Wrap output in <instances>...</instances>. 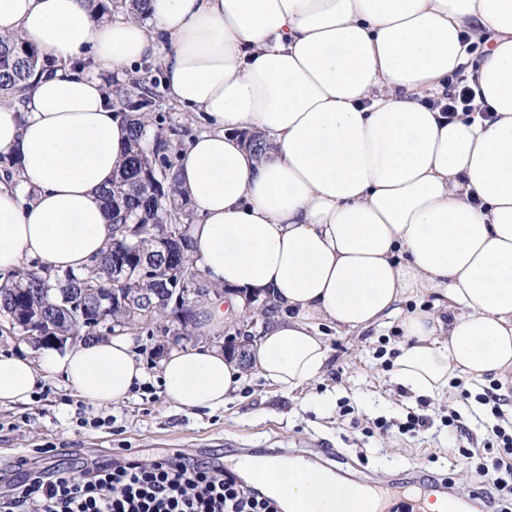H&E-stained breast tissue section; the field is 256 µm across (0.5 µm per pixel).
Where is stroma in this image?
I'll return each instance as SVG.
<instances>
[{
	"instance_id": "35a3bbf8",
	"label": "stroma",
	"mask_w": 512,
	"mask_h": 512,
	"mask_svg": "<svg viewBox=\"0 0 512 512\" xmlns=\"http://www.w3.org/2000/svg\"><path fill=\"white\" fill-rule=\"evenodd\" d=\"M179 336L178 322L163 314L133 330L135 348L150 379L123 404L93 406L60 379L48 381L26 404H0V495L22 490L34 477L56 469L81 475L88 467L126 454L149 463L179 453L202 465L220 459L232 463L250 448H287L302 462L332 466L336 478L350 484L381 476L409 486L420 472L450 477L457 512H473L481 483L470 467L451 456L448 433L432 427L412 438L396 432L366 436L365 428L385 416H400L412 401L390 382L386 356L402 343L397 318L345 334L326 329L330 347L324 376L292 392L269 386L246 373L239 396L218 410H181L167 403L155 374L169 351L198 344L224 346L239 321L211 331ZM328 400L327 414L316 413L308 398ZM355 408L358 426L339 415L341 402ZM53 449L46 459L45 449Z\"/></svg>"
}]
</instances>
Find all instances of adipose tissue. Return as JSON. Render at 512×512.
I'll return each instance as SVG.
<instances>
[{"label":"adipose tissue","mask_w":512,"mask_h":512,"mask_svg":"<svg viewBox=\"0 0 512 512\" xmlns=\"http://www.w3.org/2000/svg\"><path fill=\"white\" fill-rule=\"evenodd\" d=\"M0 36L54 62L0 93V155L18 160L0 178L2 274L85 270L112 236L101 191L136 115L109 104L100 71L153 57L170 100L206 123L177 167L197 215L190 255L225 291L199 320L253 318L254 294L276 312L247 360L205 345L165 355L171 405L223 408L249 369L293 391L327 370L318 324L361 330L416 292L434 309L402 319L392 384L434 399L456 374H512V0H150L145 21L124 5L96 21L88 0H0ZM86 57L93 68H75ZM460 70L490 119L434 107ZM56 376L118 405L148 373L128 333L0 352V404ZM274 471L302 512L356 493L313 467Z\"/></svg>","instance_id":"ef3b65f1"}]
</instances>
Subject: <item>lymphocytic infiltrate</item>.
<instances>
[{"label":"lymphocytic infiltrate","mask_w":512,"mask_h":512,"mask_svg":"<svg viewBox=\"0 0 512 512\" xmlns=\"http://www.w3.org/2000/svg\"><path fill=\"white\" fill-rule=\"evenodd\" d=\"M493 423L485 435L470 429L461 413L442 423L451 438H463L458 451L479 476L490 479L480 495L483 512H512V422L506 421L494 389L476 397ZM0 512H279L276 502L255 495L230 472L194 465L179 455L151 463L135 457L97 466L77 479L64 473L34 479L21 492L0 498Z\"/></svg>","instance_id":"f902f5d3"}]
</instances>
